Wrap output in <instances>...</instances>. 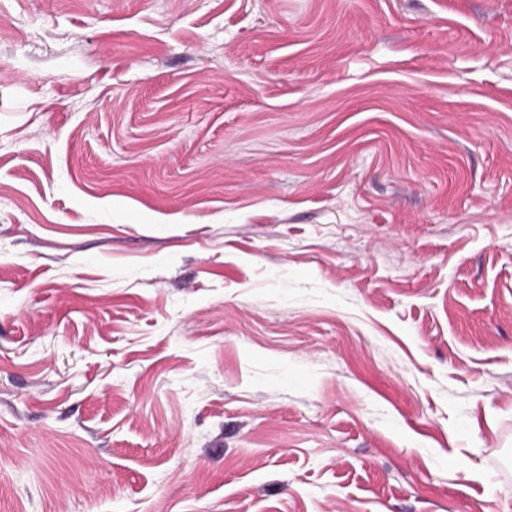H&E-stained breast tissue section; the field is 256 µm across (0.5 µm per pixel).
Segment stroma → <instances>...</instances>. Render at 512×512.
Wrapping results in <instances>:
<instances>
[{"mask_svg":"<svg viewBox=\"0 0 512 512\" xmlns=\"http://www.w3.org/2000/svg\"><path fill=\"white\" fill-rule=\"evenodd\" d=\"M512 512V0H0V512Z\"/></svg>","mask_w":512,"mask_h":512,"instance_id":"35a3bbf8","label":"stroma"}]
</instances>
